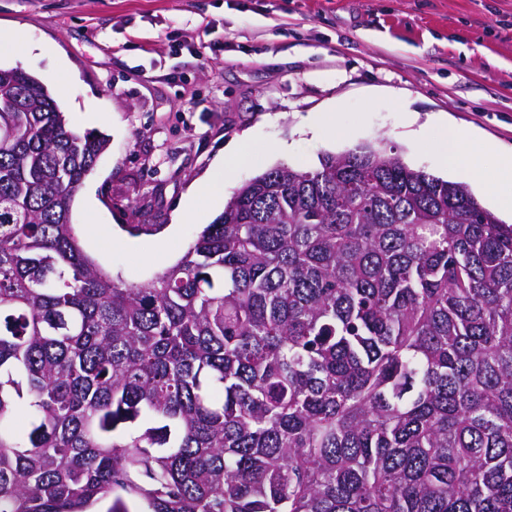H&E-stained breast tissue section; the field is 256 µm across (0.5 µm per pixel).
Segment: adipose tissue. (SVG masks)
Returning a JSON list of instances; mask_svg holds the SVG:
<instances>
[{
    "label": "adipose tissue",
    "instance_id": "1",
    "mask_svg": "<svg viewBox=\"0 0 512 512\" xmlns=\"http://www.w3.org/2000/svg\"><path fill=\"white\" fill-rule=\"evenodd\" d=\"M442 138L437 144L443 165L464 170L476 186L487 192L496 209L512 216V152L498 154V170L494 179L483 174V158L493 150L488 142L461 135L448 123H441Z\"/></svg>",
    "mask_w": 512,
    "mask_h": 512
}]
</instances>
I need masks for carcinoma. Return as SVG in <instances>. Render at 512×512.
<instances>
[{"instance_id": "cac0c4a2", "label": "carcinoma", "mask_w": 512, "mask_h": 512, "mask_svg": "<svg viewBox=\"0 0 512 512\" xmlns=\"http://www.w3.org/2000/svg\"><path fill=\"white\" fill-rule=\"evenodd\" d=\"M107 144L0 67V512H512V224L364 146L128 283L71 222Z\"/></svg>"}]
</instances>
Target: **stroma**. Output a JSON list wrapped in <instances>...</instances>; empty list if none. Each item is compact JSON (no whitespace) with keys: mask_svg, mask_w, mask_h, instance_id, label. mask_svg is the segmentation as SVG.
<instances>
[{"mask_svg":"<svg viewBox=\"0 0 512 512\" xmlns=\"http://www.w3.org/2000/svg\"><path fill=\"white\" fill-rule=\"evenodd\" d=\"M0 65L42 81L109 145L72 206L80 244L139 282L172 266L244 183L383 144L439 175L400 110L512 147V0H0ZM336 112V135L301 126ZM247 164L189 199L232 139ZM194 220L178 223L185 203Z\"/></svg>","mask_w":512,"mask_h":512,"instance_id":"1","label":"stroma"}]
</instances>
